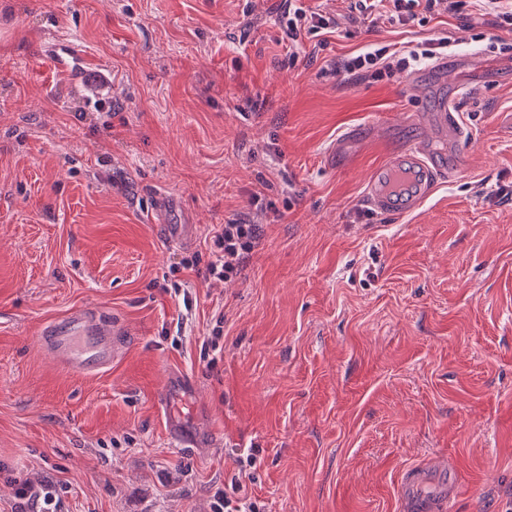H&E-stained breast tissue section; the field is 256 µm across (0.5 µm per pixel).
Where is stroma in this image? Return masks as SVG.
<instances>
[{
  "instance_id": "obj_1",
  "label": "stroma",
  "mask_w": 512,
  "mask_h": 512,
  "mask_svg": "<svg viewBox=\"0 0 512 512\" xmlns=\"http://www.w3.org/2000/svg\"><path fill=\"white\" fill-rule=\"evenodd\" d=\"M306 3L338 30L292 49L282 0H0V464L58 484L61 512H210L235 481L261 512H400L412 467L430 512L448 457L453 512H512V204L495 197L512 190V69L460 106L462 171L384 215L364 173L426 136L407 114L467 75L330 66L439 38L493 63L512 31ZM54 40L78 47L81 81ZM254 200L263 237L238 281L182 267ZM87 306L126 341L93 377L35 337ZM170 370L196 387L194 448L157 403Z\"/></svg>"
}]
</instances>
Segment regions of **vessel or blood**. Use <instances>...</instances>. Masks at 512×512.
Masks as SVG:
<instances>
[{
  "mask_svg": "<svg viewBox=\"0 0 512 512\" xmlns=\"http://www.w3.org/2000/svg\"><path fill=\"white\" fill-rule=\"evenodd\" d=\"M434 121L453 139L447 154L436 155L425 142L390 153L383 166L367 172L365 176L368 206L389 214L412 212L431 194L438 179L459 172L465 135L447 101L438 102ZM122 336L119 328L109 325L99 311L91 307L75 312L64 322L46 326L38 340L67 370L91 375L111 367L120 356ZM192 387V382L180 373L171 371L165 376V388L158 400L166 409V426L172 436L182 437L183 425L181 415L169 408L168 402L174 394ZM421 477V472L414 469L404 476L402 497L406 512H417L420 506L416 488Z\"/></svg>",
  "mask_w": 512,
  "mask_h": 512,
  "instance_id": "1",
  "label": "vessel or blood"
}]
</instances>
